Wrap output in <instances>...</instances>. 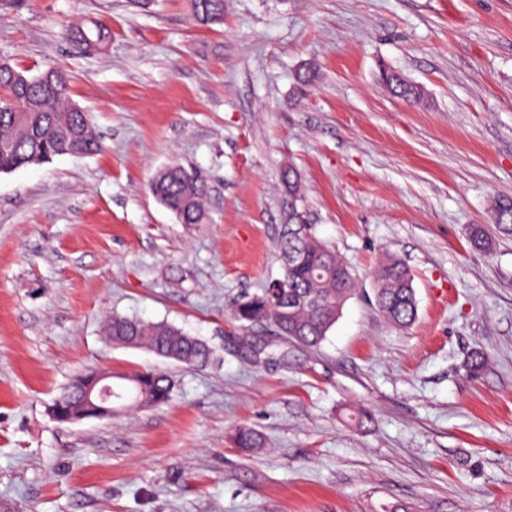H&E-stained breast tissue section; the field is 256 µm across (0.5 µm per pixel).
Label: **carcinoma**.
Returning <instances> with one entry per match:
<instances>
[{"instance_id":"cac0c4a2","label":"carcinoma","mask_w":512,"mask_h":512,"mask_svg":"<svg viewBox=\"0 0 512 512\" xmlns=\"http://www.w3.org/2000/svg\"><path fill=\"white\" fill-rule=\"evenodd\" d=\"M193 21L201 26L222 23L224 0H189ZM73 41L95 47L106 44L109 30L95 23L75 27ZM25 72L0 62V172L38 165L59 155H86L100 150L90 115L74 106L66 77L53 70L26 76L16 85L9 75ZM379 80L395 95L415 102L422 90L399 80L393 70L383 68ZM282 224L277 242L281 276L262 293L239 298L232 318L243 329L260 323L274 327L279 337L307 347L319 345L332 330L346 301L357 290L351 265L335 249L317 237L308 223L297 174L291 167L280 173ZM156 200L171 211L181 224H200L205 219V182L179 165L158 170L150 180ZM497 227L512 233V200L497 205ZM380 287L375 304L392 324L407 327L416 320L417 300L411 270L397 259H389L375 271ZM112 344L148 347L157 355L192 366L208 363L211 351L199 339L164 322L115 315L105 325ZM136 387L150 394L153 404L169 400L172 379L159 371L137 374Z\"/></svg>"}]
</instances>
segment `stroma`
Instances as JSON below:
<instances>
[{
    "label": "stroma",
    "mask_w": 512,
    "mask_h": 512,
    "mask_svg": "<svg viewBox=\"0 0 512 512\" xmlns=\"http://www.w3.org/2000/svg\"><path fill=\"white\" fill-rule=\"evenodd\" d=\"M96 22L104 46L70 39ZM1 60L64 73L103 150L0 173V505L512 512V233L470 244L512 199V0H226L211 27L188 0H0ZM384 66L424 101L387 93ZM172 163L207 180L203 223L151 195ZM286 166L358 281L315 348L231 317L281 274ZM390 257L414 274L407 327L375 306ZM112 314L171 323L212 358L113 345ZM88 368L163 371L171 399L58 423ZM241 428L261 447H238Z\"/></svg>",
    "instance_id": "35a3bbf8"
}]
</instances>
